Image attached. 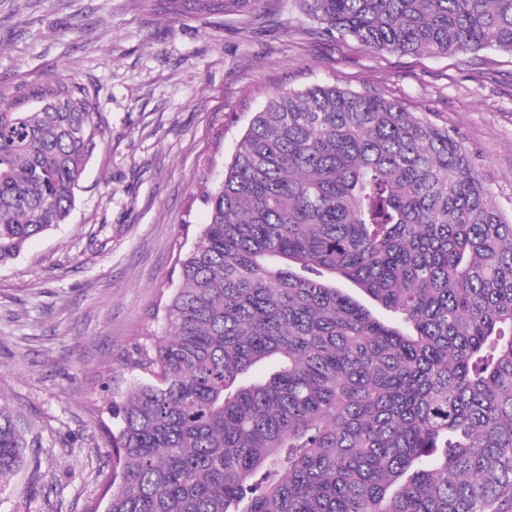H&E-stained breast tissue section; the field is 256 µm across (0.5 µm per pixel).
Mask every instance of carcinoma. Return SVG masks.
I'll use <instances>...</instances> for the list:
<instances>
[{
    "mask_svg": "<svg viewBox=\"0 0 512 512\" xmlns=\"http://www.w3.org/2000/svg\"><path fill=\"white\" fill-rule=\"evenodd\" d=\"M303 2L378 54H512V0ZM108 132L74 78L0 106V265L67 219ZM199 198L90 512H512V215L459 136L282 90ZM25 449L0 406V490Z\"/></svg>",
    "mask_w": 512,
    "mask_h": 512,
    "instance_id": "obj_1",
    "label": "carcinoma"
}]
</instances>
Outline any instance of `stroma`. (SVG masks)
<instances>
[{"label": "stroma", "mask_w": 512, "mask_h": 512, "mask_svg": "<svg viewBox=\"0 0 512 512\" xmlns=\"http://www.w3.org/2000/svg\"><path fill=\"white\" fill-rule=\"evenodd\" d=\"M97 94L110 128L67 222L0 266V405L29 462L0 512H84L111 449L113 396L162 321L147 311L178 282L206 208V162L221 178L274 92L335 84L373 90L461 132L512 212V55H378L319 34L299 0H249L175 15L159 0H0V103L52 78Z\"/></svg>", "instance_id": "obj_1"}]
</instances>
